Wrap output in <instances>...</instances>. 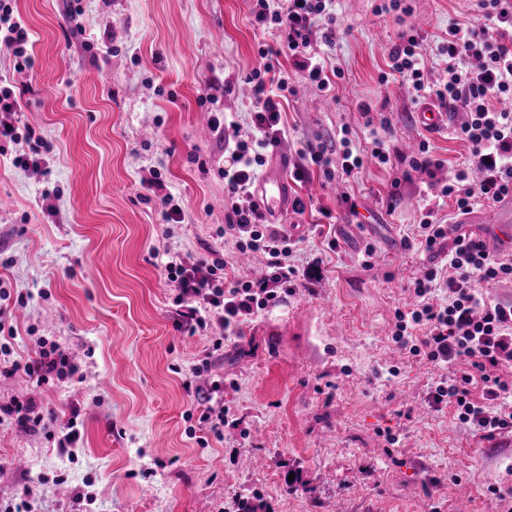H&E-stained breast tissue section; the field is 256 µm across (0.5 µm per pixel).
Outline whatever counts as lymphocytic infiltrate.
I'll use <instances>...</instances> for the list:
<instances>
[{"mask_svg":"<svg viewBox=\"0 0 512 512\" xmlns=\"http://www.w3.org/2000/svg\"><path fill=\"white\" fill-rule=\"evenodd\" d=\"M331 2L280 0L274 7L269 0H252L255 24L271 32L276 43L259 46L267 63L246 77L253 104L248 128L229 118L214 120L213 128L224 141V233L235 252L261 255L266 273L247 280L228 275L229 260L167 252L161 266L178 290L177 322L189 330L216 322L234 334L294 288L311 287L323 278L322 257L294 263L298 242L268 220L256 186L266 150L276 148L288 134L281 108L292 91L291 73L306 75L322 91L330 90L341 75L340 70H328L319 55L321 46L336 44ZM479 8L477 16L449 25L448 38L438 48L448 79L435 84L421 62L423 39L406 21L411 6L404 0H382L377 7L403 19L389 53L391 73L409 83L416 100L430 99L438 109L465 116L456 129L470 150L464 167L443 170L425 140L410 162L412 172L431 183L438 171H445L440 194L454 199L462 215L475 205L512 196V111L503 107L512 99V0H480ZM29 42L30 31L13 0H0V50L14 57V70L21 75L33 66ZM273 55L285 56L287 66L270 63ZM22 94L17 85L0 84V156L11 157L20 168L36 167L48 144L33 128L21 125ZM349 135L345 129L339 141L303 145L293 179L305 181L317 169L328 179L348 182L364 165ZM403 246L427 252L429 263L410 284L412 307L394 314L393 342L411 356L448 369V376L428 394L432 405L452 406L459 423L484 440L512 430V384L499 373L512 366V299H493L481 291L485 283L512 284V258L490 250L462 225L439 222L430 209L423 213L416 237L404 239ZM35 347L34 358L23 362L15 358L11 340L0 341V370L24 373L39 385L76 373L69 354L55 341L41 336Z\"/></svg>","mask_w":512,"mask_h":512,"instance_id":"obj_1","label":"lymphocytic infiltrate"}]
</instances>
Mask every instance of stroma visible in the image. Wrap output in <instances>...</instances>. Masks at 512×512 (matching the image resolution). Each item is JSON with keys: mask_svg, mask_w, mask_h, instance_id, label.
<instances>
[{"mask_svg": "<svg viewBox=\"0 0 512 512\" xmlns=\"http://www.w3.org/2000/svg\"><path fill=\"white\" fill-rule=\"evenodd\" d=\"M379 2L334 0L339 32L324 55L344 76L323 92L292 75L288 137L265 170L286 168L302 143L344 127L363 152L381 132L390 162L367 161L352 179V210L320 173L288 182L272 220L300 238L301 256L322 253L326 276L228 337L218 324L194 334L176 327V288L159 255L225 249L224 145L212 121L219 112L250 120L245 77L271 39L255 27L250 0H79L76 27L67 0H15L33 59L20 117L52 152L37 168L0 160V255L11 260L0 284L12 293L0 301V322L17 333V357L50 336L79 373L41 386L0 374V405L34 400L46 422L36 433L0 424V506L31 485L32 512H227L239 495L272 512H512V498L488 491L512 485V431L483 440L453 407H428L446 368L391 339L395 310L426 263L403 238L426 204L438 221H459L452 200L409 177L414 146L428 140L451 168L469 147L456 120L430 131L401 80L381 83L398 24L376 13ZM408 3L430 79L444 80L436 47L479 2ZM157 170L181 202L182 223H168L152 196ZM297 195L312 197L313 209L294 213ZM321 206L334 215L323 232ZM331 237L339 252L328 250ZM369 241L376 254L366 264ZM26 292L27 305L15 304ZM213 390L227 411L219 437L194 397ZM73 415L82 439L71 459L48 434ZM85 492L93 501L84 509L76 497Z\"/></svg>", "mask_w": 512, "mask_h": 512, "instance_id": "stroma-1", "label": "stroma"}]
</instances>
